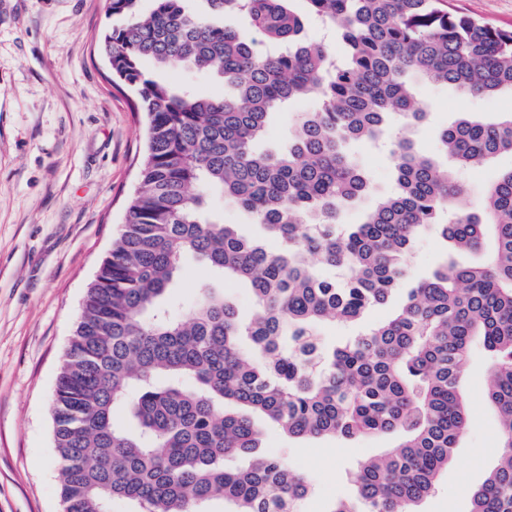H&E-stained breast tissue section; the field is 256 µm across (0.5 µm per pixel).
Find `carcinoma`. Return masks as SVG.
<instances>
[{
    "instance_id": "cac0c4a2",
    "label": "carcinoma",
    "mask_w": 512,
    "mask_h": 512,
    "mask_svg": "<svg viewBox=\"0 0 512 512\" xmlns=\"http://www.w3.org/2000/svg\"><path fill=\"white\" fill-rule=\"evenodd\" d=\"M110 0L125 22L104 36L112 73L147 114V146L122 232L83 298L53 394L62 512H295L309 485L274 454H256L253 415L296 438L398 442L360 462L356 500L329 512H418L467 428L468 351L490 365L497 464L468 492L469 512H512V169L473 208L458 172L512 155V114L466 112L422 152L425 104L408 79L475 97L512 91V30L454 14L443 0H304L346 47L338 63L305 35L290 0ZM242 15L252 36L222 18ZM191 66L228 93L201 97L148 76ZM308 98L286 146L261 152L274 111ZM383 144L395 191L348 149ZM232 200L258 233L206 215ZM361 209L357 224L347 212ZM432 233L481 264L445 255L416 275L410 256ZM192 259L208 271L182 318L167 300ZM216 281L249 288L244 320ZM392 307L375 325L368 311ZM358 327L326 344V322ZM248 340L251 354L242 352ZM123 409L130 429L116 418ZM248 456L229 470L228 457Z\"/></svg>"
}]
</instances>
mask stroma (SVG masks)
<instances>
[{
    "instance_id": "obj_1",
    "label": "stroma",
    "mask_w": 512,
    "mask_h": 512,
    "mask_svg": "<svg viewBox=\"0 0 512 512\" xmlns=\"http://www.w3.org/2000/svg\"><path fill=\"white\" fill-rule=\"evenodd\" d=\"M449 9L512 26V0H448ZM109 0H0V512H62L51 401L85 291L119 237L146 148L144 113L117 89L103 37L120 24ZM434 127L461 112L512 113V92L472 97L416 82ZM489 361L467 357V431L420 512H468V489L493 465L498 419L483 397ZM262 450L307 476L297 512L355 497L360 461L393 436L294 439L268 427Z\"/></svg>"
}]
</instances>
